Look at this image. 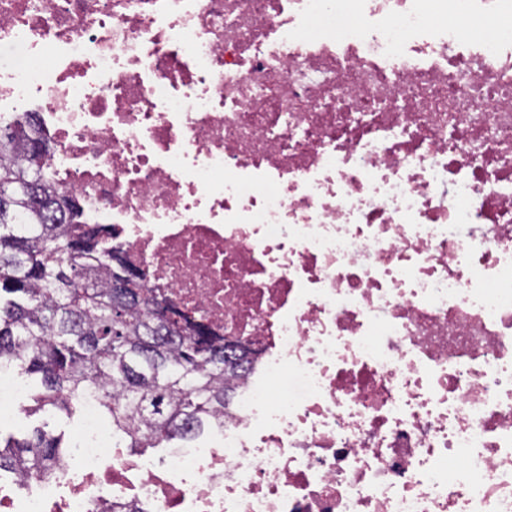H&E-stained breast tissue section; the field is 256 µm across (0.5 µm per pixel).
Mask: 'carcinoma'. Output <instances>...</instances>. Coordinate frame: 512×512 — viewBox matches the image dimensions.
<instances>
[{
	"label": "carcinoma",
	"instance_id": "1",
	"mask_svg": "<svg viewBox=\"0 0 512 512\" xmlns=\"http://www.w3.org/2000/svg\"><path fill=\"white\" fill-rule=\"evenodd\" d=\"M36 144L52 148L35 113L0 115V359L39 378L33 412L70 413L95 393L125 448L194 438L224 412V378L248 355L144 297V275L114 287L130 268L106 245L112 232L80 222ZM66 447L39 429L0 440V471L44 472Z\"/></svg>",
	"mask_w": 512,
	"mask_h": 512
}]
</instances>
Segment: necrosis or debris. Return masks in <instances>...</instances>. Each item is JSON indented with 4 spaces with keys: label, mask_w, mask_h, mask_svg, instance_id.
Segmentation results:
<instances>
[{
    "label": "necrosis or debris",
    "mask_w": 512,
    "mask_h": 512,
    "mask_svg": "<svg viewBox=\"0 0 512 512\" xmlns=\"http://www.w3.org/2000/svg\"><path fill=\"white\" fill-rule=\"evenodd\" d=\"M0 40L51 182L252 359L161 459L85 396L0 512H512V0H0Z\"/></svg>",
    "instance_id": "necrosis-or-debris-1"
}]
</instances>
